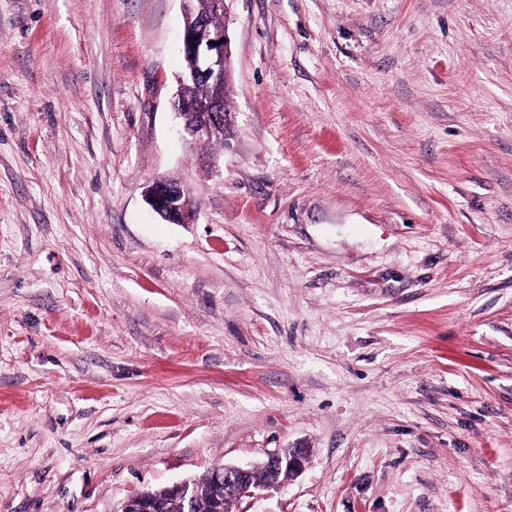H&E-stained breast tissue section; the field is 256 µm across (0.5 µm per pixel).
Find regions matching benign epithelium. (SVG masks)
I'll list each match as a JSON object with an SVG mask.
<instances>
[{"mask_svg": "<svg viewBox=\"0 0 512 512\" xmlns=\"http://www.w3.org/2000/svg\"><path fill=\"white\" fill-rule=\"evenodd\" d=\"M184 14V28L181 49L191 55L194 67L190 73L193 79H202L211 84L214 95L211 101L197 105L190 99L179 96L174 106L182 120L181 132L184 139L193 144L205 136L220 137L224 128L235 123V113L226 112L222 106L226 81L225 63L231 55L226 26H215L209 17L196 12L194 0H181ZM149 206L162 220L171 224L186 223L189 192L180 183L164 179L154 181L147 189ZM308 463L307 449L284 448L267 455L266 464L271 468V476L264 485L252 481L253 466L222 465L206 471L212 487L223 492L224 498L216 499L217 512H226L224 499L231 497L234 502L253 498L259 494L258 488L266 492L278 491L283 487L278 473L284 469L298 476ZM171 499L178 505V512H196V498L199 486L194 480L168 486ZM163 502L147 492L137 494L127 500L115 512H166Z\"/></svg>", "mask_w": 512, "mask_h": 512, "instance_id": "7a95c632", "label": "benign epithelium"}]
</instances>
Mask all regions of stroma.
I'll return each mask as SVG.
<instances>
[{"label":"stroma","mask_w":512,"mask_h":512,"mask_svg":"<svg viewBox=\"0 0 512 512\" xmlns=\"http://www.w3.org/2000/svg\"><path fill=\"white\" fill-rule=\"evenodd\" d=\"M0 0V512L308 449L238 512H512V0ZM177 180L198 206L144 200ZM184 14V28L181 37V49L191 55L194 61L183 54L184 59V91L181 96L178 95L174 106L177 115L182 120L181 132L184 139L190 144L202 139L204 136L220 138H203L205 141H216L223 146L233 138V131L228 130L224 133V128L234 125L236 112H225L222 106L224 94V107L231 110V72L232 56L230 58V77L227 83L225 63L226 58L231 55L230 39L225 25L214 26L209 17L197 14L195 5L199 10L207 9L206 0H180ZM225 38L226 42H221ZM218 42V45H213ZM196 44V47H193ZM192 69V71H191ZM191 72V73H190ZM192 79H203L191 80ZM214 95L211 101L204 105H197L190 99L197 101H208ZM189 98V99H188ZM152 198V201H149ZM146 200L152 211L171 224H186V211L190 206L187 188L168 180H155L147 189Z\"/></svg>","instance_id":"obj_1"}]
</instances>
